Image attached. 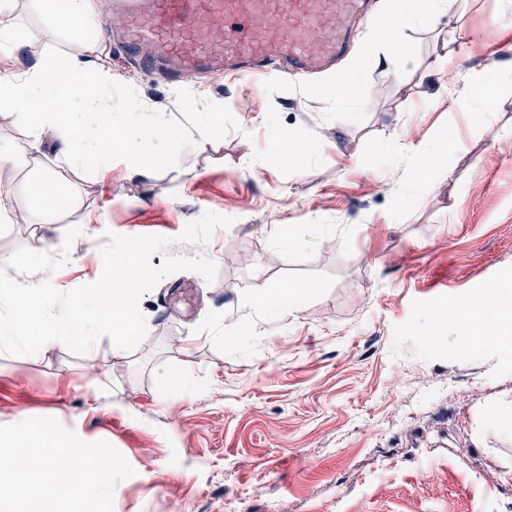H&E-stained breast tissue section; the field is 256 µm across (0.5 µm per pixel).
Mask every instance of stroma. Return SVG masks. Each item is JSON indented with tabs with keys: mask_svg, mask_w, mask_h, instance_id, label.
<instances>
[{
	"mask_svg": "<svg viewBox=\"0 0 512 512\" xmlns=\"http://www.w3.org/2000/svg\"><path fill=\"white\" fill-rule=\"evenodd\" d=\"M101 2L105 51L86 64L112 74L100 100L130 125L158 112L184 145L167 163L117 151L64 167L45 132L39 163L5 172L57 177L75 202L51 224L0 225V254L58 255L76 226L68 263L36 280L62 292L96 281L111 232L169 238L153 266L206 257L217 273L164 277L140 301L146 337L118 354L102 337L96 373L64 347L0 354V439L47 425L56 442L121 460L111 500L86 512H512V346L474 347L437 320L512 287V84L486 86L489 120L448 105L476 73L512 74L497 0H458L434 27L403 30L401 57L368 56L355 103L315 77L202 74L175 89L141 76L112 42L113 0ZM14 21L27 45L12 71L47 49L73 54L38 0H20ZM205 110L219 120L203 141ZM397 135L404 153L383 152ZM282 138L304 144V171L273 153ZM441 141L447 167L429 186L422 151ZM207 211L231 225L180 241ZM291 285L307 289L292 310L252 299Z\"/></svg>",
	"mask_w": 512,
	"mask_h": 512,
	"instance_id": "obj_1",
	"label": "stroma"
}]
</instances>
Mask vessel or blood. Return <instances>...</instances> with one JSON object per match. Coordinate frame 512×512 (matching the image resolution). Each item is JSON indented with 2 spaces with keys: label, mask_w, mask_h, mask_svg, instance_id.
I'll list each match as a JSON object with an SVG mask.
<instances>
[{
  "label": "vessel or blood",
  "mask_w": 512,
  "mask_h": 512,
  "mask_svg": "<svg viewBox=\"0 0 512 512\" xmlns=\"http://www.w3.org/2000/svg\"><path fill=\"white\" fill-rule=\"evenodd\" d=\"M368 0H116L122 55L179 84L196 73L317 76L335 69Z\"/></svg>",
  "instance_id": "obj_1"
}]
</instances>
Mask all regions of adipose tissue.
<instances>
[{"mask_svg":"<svg viewBox=\"0 0 512 512\" xmlns=\"http://www.w3.org/2000/svg\"><path fill=\"white\" fill-rule=\"evenodd\" d=\"M46 7L79 48L91 54L101 53V45L90 39L99 17L97 0H47ZM447 10L448 0H397L395 35L376 34L374 44L384 57L401 56V30L431 26ZM58 71L66 78V89H55L48 81L49 74ZM84 73L76 56L62 67L50 60L21 73L0 72V103L23 108L32 128L25 151L28 160H39L41 131L46 127L59 132V156L66 164L91 153L105 157L117 148L133 156L140 154L141 145L130 132L114 124L111 113L95 109V88L88 87ZM500 305L499 292L491 289L476 295L467 305L448 307L440 318L463 325L478 314L492 331L498 332L503 328ZM47 434V429L41 428L27 439L30 454L25 470L7 480L0 478V512H57V502L62 498L82 499L93 494L111 497V478L94 473L79 483L67 481L66 473L88 465V455L75 445L41 447L40 441Z\"/></svg>","mask_w":512,"mask_h":512,"instance_id":"1","label":"adipose tissue"}]
</instances>
